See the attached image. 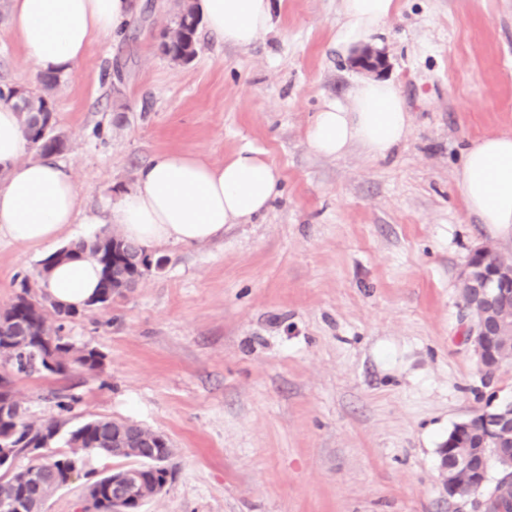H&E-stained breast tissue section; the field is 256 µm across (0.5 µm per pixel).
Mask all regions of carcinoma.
<instances>
[{
    "label": "carcinoma",
    "instance_id": "obj_1",
    "mask_svg": "<svg viewBox=\"0 0 512 512\" xmlns=\"http://www.w3.org/2000/svg\"><path fill=\"white\" fill-rule=\"evenodd\" d=\"M200 18L194 7L186 5L177 15L173 26L160 31L158 48L173 61L189 62L197 54ZM67 81L62 75L44 77L41 88L7 86L0 88V103L17 93L28 102L26 111L19 112L29 147L41 157H52L67 148L63 135L56 131V118L49 92ZM88 257L101 268L98 294L89 308H108L112 301L125 295L146 273L167 264L164 256H155L149 249L132 244L104 229L92 239L72 242L43 261L42 272L59 261ZM504 261H512L489 247L479 263L490 270ZM74 313L58 308L44 294H39L26 279L19 284L8 307L0 309V367L7 377L0 376V449L9 448L17 457L30 458V464L14 468L11 473L0 470V487L21 506L29 502L42 504L52 492L68 484L72 466L81 462L82 455L94 453L109 458L141 463L140 471L145 492L117 505L112 502L113 473L97 479L87 488L88 506L84 512H139L141 500L154 489L168 484L167 462L172 446L161 433L133 427L128 421L100 416L84 421L66 432L65 444L70 452L47 458L44 450L56 441L65 422L53 419L42 424L27 421L15 398L13 375L43 372L58 378L68 377L74 369L87 372L100 369L105 355L87 345L77 347L63 335L60 318ZM482 512H512V501L501 496L487 495L479 505Z\"/></svg>",
    "mask_w": 512,
    "mask_h": 512
}]
</instances>
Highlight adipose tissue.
Returning a JSON list of instances; mask_svg holds the SVG:
<instances>
[{
    "mask_svg": "<svg viewBox=\"0 0 512 512\" xmlns=\"http://www.w3.org/2000/svg\"><path fill=\"white\" fill-rule=\"evenodd\" d=\"M206 29L225 45L250 46L273 25L275 0H194ZM397 0H343L334 41L340 52L364 42L397 9ZM137 12L134 0H13L15 36L44 75L72 73L93 39L119 34ZM410 115L390 81L365 79L348 104L323 103L306 130L318 155L352 147L379 158L407 136ZM17 112L0 104V237L19 245L53 244L80 215L71 173L53 158H26ZM279 169L250 146L214 165L191 151L156 154L121 194L112 222L122 238L149 247L193 245L223 237L231 224L263 216L281 193ZM468 211L479 223L512 227V133L472 140L456 172ZM99 266L89 258L52 267L41 286L55 304L82 310L95 294Z\"/></svg>",
    "mask_w": 512,
    "mask_h": 512,
    "instance_id": "ef3b65f1",
    "label": "adipose tissue"
}]
</instances>
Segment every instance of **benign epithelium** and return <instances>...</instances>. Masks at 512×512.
I'll return each mask as SVG.
<instances>
[{
	"instance_id": "1",
	"label": "benign epithelium",
	"mask_w": 512,
	"mask_h": 512,
	"mask_svg": "<svg viewBox=\"0 0 512 512\" xmlns=\"http://www.w3.org/2000/svg\"><path fill=\"white\" fill-rule=\"evenodd\" d=\"M385 64L384 57L367 47L354 59V65L367 72H373ZM484 247L474 248L459 273L461 282H477L472 303L464 306L462 320L467 322L466 340L473 349L483 376L494 375L502 367L494 349L496 337L505 335V324L490 319L485 312L488 307L512 306V266L503 264L486 270L477 264ZM512 431V403L500 404L485 411L480 435V454L475 459L458 452L467 448L473 435L471 421L456 424L450 431L452 438L438 449L440 475L443 488L450 497L457 495L459 480H469V494L477 497L485 494L489 483L490 462L498 469L507 471L512 467V448L502 447V433ZM137 471L128 469L123 481L112 483V496L123 500L136 484Z\"/></svg>"
}]
</instances>
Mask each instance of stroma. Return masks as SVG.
<instances>
[{"label": "stroma", "instance_id": "stroma-1", "mask_svg": "<svg viewBox=\"0 0 512 512\" xmlns=\"http://www.w3.org/2000/svg\"><path fill=\"white\" fill-rule=\"evenodd\" d=\"M150 2L54 93L57 160L83 214L101 215L162 151L220 164L254 147L282 192L219 240L158 246L163 270L66 323L104 365L16 375L27 420L60 417L66 389L73 421L165 434L172 477L141 512H480L444 493L438 450L490 400H512V363L485 382L463 339L458 290L474 247L512 257V229L478 223L454 174L470 140L512 132V0H398L367 40L411 117L382 158H327L305 140L322 103H347L366 76L334 46L343 0H281L245 49L200 30L187 63L157 47L183 0ZM40 79L0 0V86ZM53 251L0 237V309ZM126 465L87 455L42 512H82L88 485Z\"/></svg>", "mask_w": 512, "mask_h": 512}]
</instances>
